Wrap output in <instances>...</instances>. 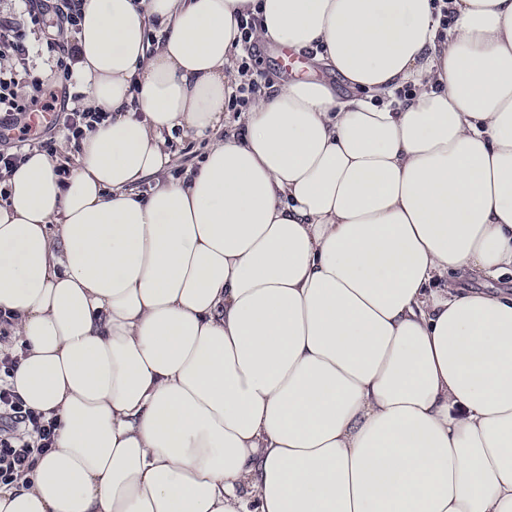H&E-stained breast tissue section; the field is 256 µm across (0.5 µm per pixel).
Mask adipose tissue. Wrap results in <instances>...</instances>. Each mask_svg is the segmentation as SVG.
<instances>
[{
    "label": "adipose tissue",
    "instance_id": "1",
    "mask_svg": "<svg viewBox=\"0 0 512 512\" xmlns=\"http://www.w3.org/2000/svg\"><path fill=\"white\" fill-rule=\"evenodd\" d=\"M84 0L109 118L0 178L10 383L55 420L0 512H512V0ZM251 39L350 86H272ZM163 28L149 48L152 19ZM147 182L148 193L136 192ZM237 17L239 18V28L243 33V54L236 59V64H238L237 70L239 74L245 79L237 88L239 95L235 94L234 97L232 96V102L229 108L234 110H236L237 107H246L257 90V82L251 79V63L249 62L252 61L253 57H256L257 52L256 43L252 42L250 39V33L253 30L255 18L253 16L246 18L244 15L240 14H238ZM206 141L189 140L175 132L170 140L169 149L171 153V174L183 171L187 167L195 165L206 148ZM460 288L498 293L501 291L512 292V275H507L499 280L465 278L458 282Z\"/></svg>",
    "mask_w": 512,
    "mask_h": 512
}]
</instances>
